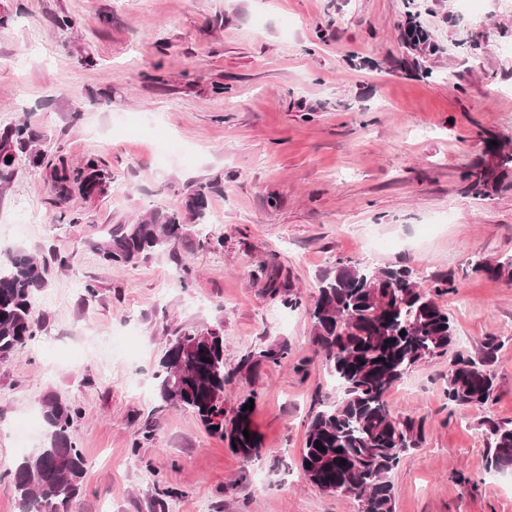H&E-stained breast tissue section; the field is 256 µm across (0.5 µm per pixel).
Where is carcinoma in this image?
I'll list each match as a JSON object with an SVG mask.
<instances>
[{
  "instance_id": "obj_1",
  "label": "carcinoma",
  "mask_w": 512,
  "mask_h": 512,
  "mask_svg": "<svg viewBox=\"0 0 512 512\" xmlns=\"http://www.w3.org/2000/svg\"><path fill=\"white\" fill-rule=\"evenodd\" d=\"M407 16L409 20L400 31L408 48L431 54L444 51L417 22L419 14L409 10ZM40 141V135L25 122L0 132V186L14 175V163L6 162V157L19 151L29 154L36 165L44 161L42 149L36 148ZM490 150L496 163L473 164L462 175L479 197L488 195L500 169L512 164V152L497 146ZM52 180L59 199L64 200L74 183L88 194L101 189L106 173L92 158L78 166L60 158ZM218 189L217 182L202 184L188 194L182 210L151 212L92 241L91 247L109 264L134 265L181 239L185 224L206 223L207 196ZM45 272L46 266L25 252L0 260V360L37 336L32 298L44 286ZM269 290L281 295L283 304L291 309L301 304L298 293L278 287L272 276ZM453 290V281L446 274L432 279L425 290L407 269L369 268L343 261L337 263L334 273L319 279L310 313L314 344L338 384L340 396L322 406L306 425L300 465L307 480L319 489L356 497L360 512H394L390 474L404 453L419 444L423 428L393 411L386 395L413 366L447 353L452 346L455 329L438 300ZM500 347L498 337L487 336L477 356L455 354L446 388L450 402L483 406L493 401V364ZM289 355L287 342L273 343L249 352L235 373L255 375L263 366L280 365ZM155 379L161 407L190 411L210 435L227 442L243 461L258 456L262 435L253 425V411L243 410L249 399L237 405L232 418H224V388L232 373L224 371L220 330H194L169 340ZM74 415L72 406L58 396L52 394L44 400L45 444L10 470L20 512H68L70 502L83 491L86 459L76 445ZM483 425L490 443L489 467L498 472L512 469V421L488 418Z\"/></svg>"
}]
</instances>
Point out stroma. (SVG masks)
Instances as JSON below:
<instances>
[{
    "mask_svg": "<svg viewBox=\"0 0 512 512\" xmlns=\"http://www.w3.org/2000/svg\"><path fill=\"white\" fill-rule=\"evenodd\" d=\"M415 10L442 53L403 47L404 0H0V129L28 121L47 147L39 167L17 156L0 188V247L47 265L39 332L0 361V512H19L7 471L44 439L39 428L23 443L11 428L40 419L51 393L78 410L87 461L69 512H359L300 468L310 416L337 397L309 309L320 276L347 259L409 268L424 286L448 275L456 350L501 341L493 404L448 401V354L388 391L424 425L391 474L395 512H512V475L489 469L482 425L512 420V278L475 270L512 260V170L484 199L461 179L490 142L512 151V0ZM61 157L95 158L102 189H73L58 206ZM215 180L207 212L219 223L187 225L133 266L90 248ZM61 209L70 221L55 222ZM181 260L193 269L183 283ZM272 275L298 308L269 291ZM210 328L223 331L228 370L256 348L290 347L224 389L229 413L255 398L264 446L248 462L191 412L158 406L166 341ZM149 418L155 436L139 441Z\"/></svg>",
    "mask_w": 512,
    "mask_h": 512,
    "instance_id": "1",
    "label": "stroma"
}]
</instances>
